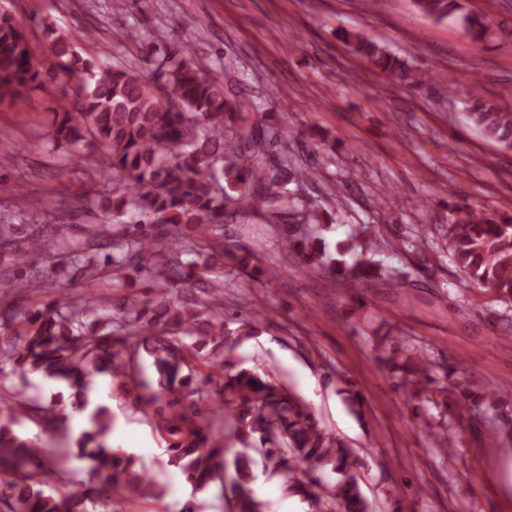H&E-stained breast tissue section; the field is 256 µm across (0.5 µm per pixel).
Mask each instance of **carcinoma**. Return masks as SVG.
Listing matches in <instances>:
<instances>
[{
  "label": "carcinoma",
  "mask_w": 512,
  "mask_h": 512,
  "mask_svg": "<svg viewBox=\"0 0 512 512\" xmlns=\"http://www.w3.org/2000/svg\"><path fill=\"white\" fill-rule=\"evenodd\" d=\"M415 4L435 20L461 19L476 39L489 35L461 0ZM40 25L50 40L46 58L31 51L15 16L0 10V103L23 105L28 91L60 80L73 105L52 112L44 149L71 165L100 149L103 162L95 166L112 177V191L84 198L90 220L78 238L68 224L73 206L61 195L37 200L34 211L9 203L0 210V363L24 378L67 384L76 409L90 410L75 442L53 446L13 425L28 419L56 429L60 410L0 394V503L8 512H89V503L111 500L120 507L167 494L134 457L110 445L111 408L89 407L95 379L108 375L117 394L169 441L170 463L193 491L223 480L225 512H266L254 486L252 450L282 476L286 494L303 497L315 512H370L355 449L324 430L312 407L269 372L228 368L242 337L258 335L265 318L224 312V275L215 271L227 257L244 272L260 250L226 249L224 225L258 213L302 267L324 268L317 225L332 215L321 201L288 190L315 180V169L275 161L284 151L283 131L263 123L224 81L206 75L191 41L150 47L145 60L152 68L144 74L83 56L79 44L95 40L91 30L72 35L46 19ZM341 38L404 84L419 85L427 76L360 33L343 31ZM469 117L485 137L512 150L511 111L479 100ZM41 213L55 218L48 238L47 225L37 220ZM445 234L450 258L469 285L511 305L512 216L457 206ZM35 249L42 255L38 267ZM105 277L149 278L152 288L145 297L112 304L92 293L70 296L69 284ZM327 277L343 288H362L381 283L384 274L359 260L342 280L333 271ZM19 295L29 296L31 305L17 306ZM44 295L52 301L42 303ZM145 356L155 387L143 378ZM382 361L409 401L437 404L452 389L471 420L493 406L489 395L473 394L456 376L452 362L444 372L451 384L439 386L419 354ZM202 366L210 374L201 375ZM236 445L241 450L228 458ZM48 458L61 477L73 473L74 461L86 462L88 478L73 490L55 491L44 480ZM327 470L335 481H323Z\"/></svg>",
  "instance_id": "carcinoma-1"
}]
</instances>
